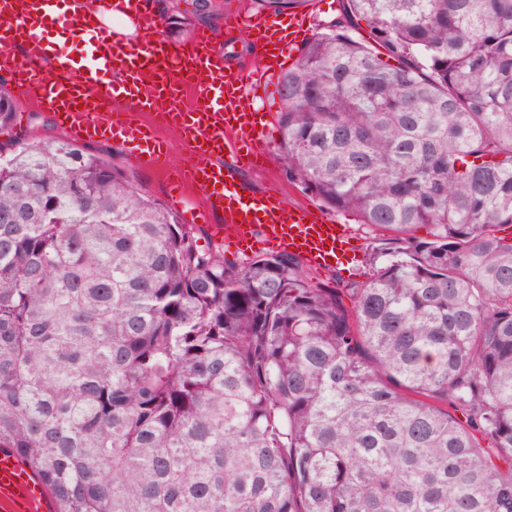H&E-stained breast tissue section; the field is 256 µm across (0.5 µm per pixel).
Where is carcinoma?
<instances>
[{"instance_id":"cac0c4a2","label":"carcinoma","mask_w":512,"mask_h":512,"mask_svg":"<svg viewBox=\"0 0 512 512\" xmlns=\"http://www.w3.org/2000/svg\"><path fill=\"white\" fill-rule=\"evenodd\" d=\"M341 4L278 151L374 232L362 280L228 260L107 151L0 144V448L54 512H512V0Z\"/></svg>"}]
</instances>
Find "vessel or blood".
<instances>
[{"mask_svg": "<svg viewBox=\"0 0 512 512\" xmlns=\"http://www.w3.org/2000/svg\"><path fill=\"white\" fill-rule=\"evenodd\" d=\"M127 12L142 40L103 30L107 15ZM59 23L85 38L80 61L42 42L40 30ZM226 26L250 34L260 51L262 62L248 77L229 70L206 33L182 44L168 40L147 0H0V70L26 104L51 112L71 141H119L140 164L169 177V202L183 223L208 225L222 243L262 244L297 255L310 268L327 267L347 225L272 193L243 192L229 182L222 163L226 156L240 166L265 161L271 130L252 97L274 86L282 38L303 40L305 20L284 24L257 12L230 17ZM50 53L57 64L47 68L43 61ZM159 126L177 134L194 163L172 166L166 142L155 133ZM191 188L202 191V203H189ZM0 501L11 512H49L45 485L7 449H0Z\"/></svg>", "mask_w": 512, "mask_h": 512, "instance_id": "1", "label": "vessel or blood"}]
</instances>
